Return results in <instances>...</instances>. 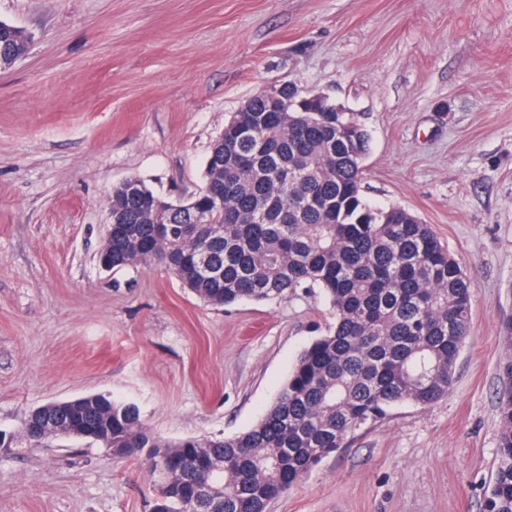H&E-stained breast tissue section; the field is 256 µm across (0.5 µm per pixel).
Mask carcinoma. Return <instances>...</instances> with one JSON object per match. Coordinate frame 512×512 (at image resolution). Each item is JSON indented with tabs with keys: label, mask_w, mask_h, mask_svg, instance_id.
<instances>
[{
	"label": "carcinoma",
	"mask_w": 512,
	"mask_h": 512,
	"mask_svg": "<svg viewBox=\"0 0 512 512\" xmlns=\"http://www.w3.org/2000/svg\"><path fill=\"white\" fill-rule=\"evenodd\" d=\"M28 49L0 21V68ZM252 97L234 112L206 161L192 206H167L142 180L112 188V241L98 257L112 268L160 265L212 305L269 301L319 289L335 323L300 353L261 419L224 439L166 441L138 408L105 394L31 410L62 426L95 428L88 440L126 448L159 474L163 512H267L354 432L399 403L429 406L451 389L468 336L471 282L430 225L408 210L373 207L361 193L370 135L356 113L338 123L330 99ZM203 224L192 223V212ZM497 367L499 434L483 512H512V322Z\"/></svg>",
	"instance_id": "obj_1"
}]
</instances>
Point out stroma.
<instances>
[{
  "mask_svg": "<svg viewBox=\"0 0 512 512\" xmlns=\"http://www.w3.org/2000/svg\"><path fill=\"white\" fill-rule=\"evenodd\" d=\"M0 20L31 37L0 69V512H150L136 461L19 441L30 410L106 393L162 439L233 436L333 324L316 289L215 307L97 260L113 186H202L232 113L283 83L359 115L365 198L430 224L472 296L448 395L391 407L267 512H482L512 319V0H0Z\"/></svg>",
  "mask_w": 512,
  "mask_h": 512,
  "instance_id": "stroma-1",
  "label": "stroma"
}]
</instances>
